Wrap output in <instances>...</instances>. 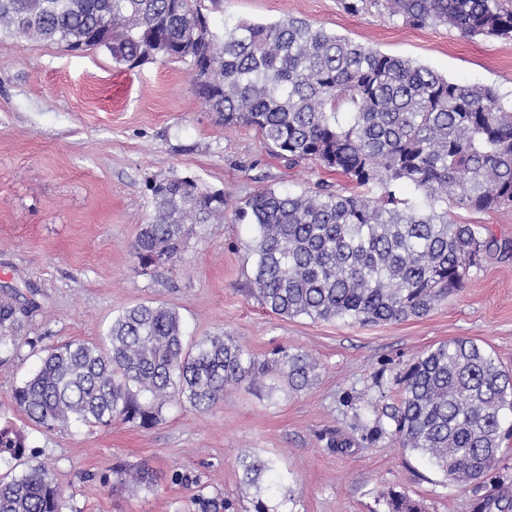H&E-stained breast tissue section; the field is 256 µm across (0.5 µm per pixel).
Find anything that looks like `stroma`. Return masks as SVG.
I'll use <instances>...</instances> for the list:
<instances>
[{
	"instance_id": "1",
	"label": "stroma",
	"mask_w": 512,
	"mask_h": 512,
	"mask_svg": "<svg viewBox=\"0 0 512 512\" xmlns=\"http://www.w3.org/2000/svg\"><path fill=\"white\" fill-rule=\"evenodd\" d=\"M216 34L242 20L285 17L412 60L451 81L512 96V40L466 37L440 25L414 27L364 0H199ZM192 176L223 190L229 209L205 225L173 265L140 273L132 243L153 213L148 185ZM348 189L346 177L271 155L254 128L224 126L193 80L189 62L128 67L108 52L0 37V302L34 310L0 350V426L26 438V462L44 464L66 493V512H197L196 495L251 512L242 456L274 462L284 481L270 512H385L388 490L423 501L427 512H473L489 494L512 495V439L504 468L483 482L442 486L427 461L371 429L398 400L395 377L424 349L469 338L512 372V254L470 268L456 294L426 315L359 325L285 318L248 293L249 226L234 208L266 189L302 193L318 184ZM20 298H12V289ZM176 308L185 343L221 331L258 356L279 346L311 353L314 384L289 391L277 377L231 389L212 410L169 401L143 430L119 420L45 432L12 393L39 366L46 346L96 342L121 310L144 301ZM349 438L345 453L327 435ZM117 465L146 467L154 490L118 486ZM197 475L200 485L173 481Z\"/></svg>"
}]
</instances>
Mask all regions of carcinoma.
Segmentation results:
<instances>
[{
	"label": "carcinoma",
	"instance_id": "cac0c4a2",
	"mask_svg": "<svg viewBox=\"0 0 512 512\" xmlns=\"http://www.w3.org/2000/svg\"><path fill=\"white\" fill-rule=\"evenodd\" d=\"M416 27L448 25L468 37L512 38L504 0H373ZM191 0H0V35L71 51L103 49L135 66L156 56L187 60L209 111L226 126L255 128L290 164L316 161L352 190L300 194L266 189L235 210L251 229V294L271 312L312 321L388 324L425 315L459 291L470 267L506 254L490 230L461 224L448 206L493 212L512 206V101L489 86L450 82L295 18L224 29L198 21ZM410 187L417 201L401 197ZM154 211L132 246L140 272L172 265L197 228L224 218L226 201L200 181L172 176L150 186ZM0 303V328L19 323ZM316 362L278 348L261 359L228 334L187 346L179 312L141 302L119 312L99 342L45 349L13 391L14 404L46 431L115 419L150 429L164 404L184 400L206 412L229 389L275 374L291 391L310 384ZM399 403L377 421L400 447L441 474V486L480 480L500 463L512 413V374L471 339L423 350L395 378ZM24 436L0 428V512H63L64 495L43 465L14 473ZM256 489L254 512H269L263 484L270 460L242 458ZM150 490L148 469L131 474ZM386 512H423L390 491ZM476 512H512V498L488 495Z\"/></svg>",
	"mask_w": 512,
	"mask_h": 512
}]
</instances>
